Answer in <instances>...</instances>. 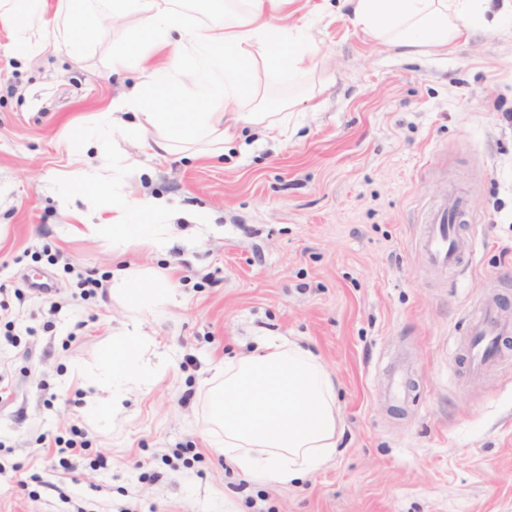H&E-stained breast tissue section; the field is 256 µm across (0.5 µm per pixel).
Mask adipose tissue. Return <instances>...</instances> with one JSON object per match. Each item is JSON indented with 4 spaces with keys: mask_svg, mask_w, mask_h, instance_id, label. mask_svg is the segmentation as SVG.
<instances>
[{
    "mask_svg": "<svg viewBox=\"0 0 512 512\" xmlns=\"http://www.w3.org/2000/svg\"><path fill=\"white\" fill-rule=\"evenodd\" d=\"M212 2L224 7L223 25L191 29L167 0H58L45 44L74 46L82 27L103 18H137L136 35L115 56L134 55L145 62L142 89L125 103L137 108L144 122L165 127V135L152 145L158 158H167L176 145L197 142L204 128L225 139L238 124L247 123L262 126L270 138L283 136L284 120L264 107L265 88L256 73L310 71L321 59L319 45L289 26L293 0ZM45 5V0H0V28L12 34L17 54H29L25 32L42 20ZM485 11V0H354L351 22L401 48L404 56L420 58L446 50L462 32L488 27ZM183 82L204 92L205 111H192L183 100ZM76 191L94 196L105 217L89 224L80 211H72L71 235L127 238L147 231L156 248L174 244L172 225L149 230L123 220L131 211L153 218L165 215L163 199L116 196L94 173ZM146 341L135 332L113 339L98 373L88 378L94 390L92 415L118 411L123 385L141 377L134 353ZM208 406V433L241 474L286 486L336 454L340 414L333 377L319 356L287 337H260L253 352L225 364L223 378L208 390Z\"/></svg>",
    "mask_w": 512,
    "mask_h": 512,
    "instance_id": "1",
    "label": "adipose tissue"
}]
</instances>
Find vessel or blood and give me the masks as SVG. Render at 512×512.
Here are the masks:
<instances>
[{
	"mask_svg": "<svg viewBox=\"0 0 512 512\" xmlns=\"http://www.w3.org/2000/svg\"><path fill=\"white\" fill-rule=\"evenodd\" d=\"M469 207L460 192L451 190L430 209L419 245L430 263L442 270L457 268L474 247L463 237L460 221ZM464 357L471 376L494 370L503 358L502 342L512 336V318L499 300L483 303L468 321Z\"/></svg>",
	"mask_w": 512,
	"mask_h": 512,
	"instance_id": "obj_1",
	"label": "vessel or blood"
}]
</instances>
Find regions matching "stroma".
Here are the masks:
<instances>
[{
    "label": "stroma",
    "instance_id": "35a3bbf8",
    "mask_svg": "<svg viewBox=\"0 0 512 512\" xmlns=\"http://www.w3.org/2000/svg\"><path fill=\"white\" fill-rule=\"evenodd\" d=\"M349 15L344 0H299L290 23L324 60L267 78L285 137L248 125L165 159L149 148L163 127L105 117L142 80L113 58L136 18L87 27L76 51L41 49L32 27L25 57L0 30V512H512V356L472 379L460 347L485 299L512 314V18L412 62ZM64 134L115 192L164 198L180 241L71 237L70 209L94 224L98 203L69 193L82 175ZM452 186L470 197L476 252L438 273L416 241ZM121 268L174 292L135 316L110 292ZM42 275L57 291L34 293ZM84 276L103 291L83 296ZM133 330L148 375L90 420L84 379ZM260 336L300 340L336 379V455L287 488L241 475L204 433L208 388ZM399 366L403 401L384 392ZM78 429L88 446L67 454Z\"/></svg>",
    "mask_w": 512,
    "mask_h": 512
}]
</instances>
